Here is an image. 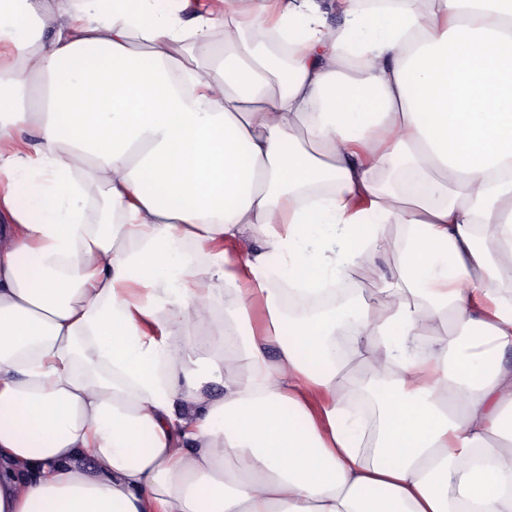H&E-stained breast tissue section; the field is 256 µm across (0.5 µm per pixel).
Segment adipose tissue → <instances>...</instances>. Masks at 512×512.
<instances>
[{
  "label": "adipose tissue",
  "mask_w": 512,
  "mask_h": 512,
  "mask_svg": "<svg viewBox=\"0 0 512 512\" xmlns=\"http://www.w3.org/2000/svg\"><path fill=\"white\" fill-rule=\"evenodd\" d=\"M191 2L0 0V512H512V0ZM359 271L367 281L366 288H381L386 282L394 283L397 278V271L395 268V253L388 252L384 255L378 256L374 263L366 265ZM377 291V290H376Z\"/></svg>",
  "instance_id": "ef3b65f1"
}]
</instances>
